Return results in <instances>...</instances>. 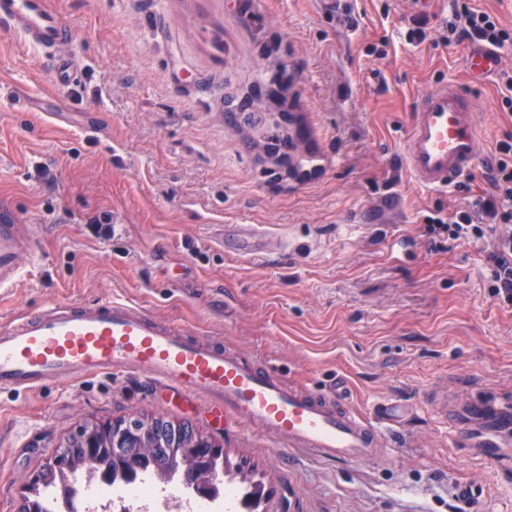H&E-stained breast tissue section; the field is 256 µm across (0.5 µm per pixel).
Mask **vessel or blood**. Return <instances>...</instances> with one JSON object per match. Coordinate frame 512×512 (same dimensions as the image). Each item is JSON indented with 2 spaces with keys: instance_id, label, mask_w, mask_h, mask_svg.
<instances>
[{
  "instance_id": "obj_1",
  "label": "vessel or blood",
  "mask_w": 512,
  "mask_h": 512,
  "mask_svg": "<svg viewBox=\"0 0 512 512\" xmlns=\"http://www.w3.org/2000/svg\"><path fill=\"white\" fill-rule=\"evenodd\" d=\"M0 21L41 49L59 84L76 76L74 33L47 0H0ZM498 55L469 48L467 73L485 78ZM403 165L421 187L439 191L472 169L483 147L471 104L460 85L417 93ZM40 238L9 209H0V288L16 282L22 253ZM131 372L223 405L232 419L260 430L276 447L339 463L372 460L382 446L377 427L346 404L341 392L304 393L217 342L189 338L144 310L109 300L90 307L55 304L0 327V393H28L49 383Z\"/></svg>"
}]
</instances>
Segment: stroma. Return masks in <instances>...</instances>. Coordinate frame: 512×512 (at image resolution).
Returning <instances> with one entry per match:
<instances>
[{"mask_svg":"<svg viewBox=\"0 0 512 512\" xmlns=\"http://www.w3.org/2000/svg\"><path fill=\"white\" fill-rule=\"evenodd\" d=\"M79 74L0 25V202L43 240L0 288V325L56 303L117 299L221 340L311 393L343 380L383 455L336 464L284 451L200 397L110 375L0 393V512L88 422L184 421L253 466L262 512H512V307L483 241L426 219L489 190L429 191L402 156L410 98L459 83L486 156L512 132V49L468 79L445 42L454 0H50ZM427 38L409 41L413 20ZM282 108L266 103L277 78ZM277 139L285 156L265 145ZM253 230L226 252L225 226ZM385 405L394 421L379 418ZM470 485L471 501L454 495Z\"/></svg>","mask_w":512,"mask_h":512,"instance_id":"stroma-1","label":"stroma"}]
</instances>
